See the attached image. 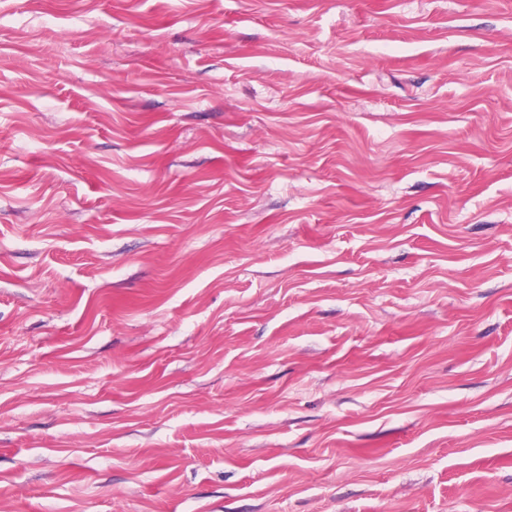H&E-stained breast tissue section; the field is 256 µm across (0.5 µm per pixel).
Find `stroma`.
I'll list each match as a JSON object with an SVG mask.
<instances>
[{
    "mask_svg": "<svg viewBox=\"0 0 512 512\" xmlns=\"http://www.w3.org/2000/svg\"><path fill=\"white\" fill-rule=\"evenodd\" d=\"M0 512H512V0H0Z\"/></svg>",
    "mask_w": 512,
    "mask_h": 512,
    "instance_id": "stroma-1",
    "label": "stroma"
}]
</instances>
